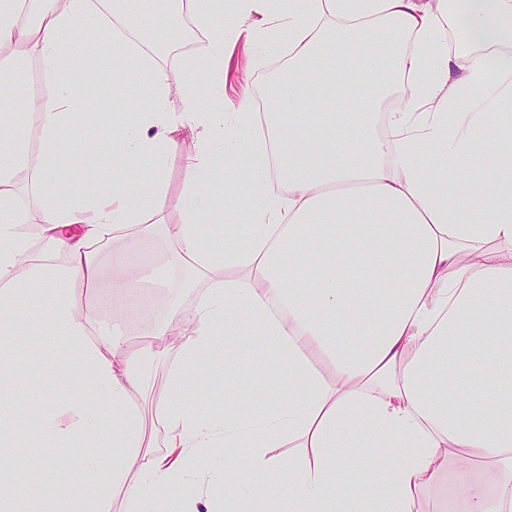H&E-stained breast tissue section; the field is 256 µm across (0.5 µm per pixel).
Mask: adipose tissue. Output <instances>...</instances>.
Returning a JSON list of instances; mask_svg holds the SVG:
<instances>
[{
	"mask_svg": "<svg viewBox=\"0 0 512 512\" xmlns=\"http://www.w3.org/2000/svg\"><path fill=\"white\" fill-rule=\"evenodd\" d=\"M227 10L267 17L254 42L288 56L258 115L247 96L207 112L193 94L223 68L227 33L216 19ZM186 16L209 51L175 113L150 37L157 19ZM71 34L98 40L120 90L93 147L113 170L108 186L55 177L89 110L72 90L85 63ZM5 50L0 376L19 340L58 328L69 361L52 408L0 410V444L27 424L34 447L55 459L38 483L20 473L1 482L0 512H13L22 483L35 503L55 492L48 512H109L118 498L124 512L166 503L238 512L247 495L267 512H415L453 452L462 469L481 462L496 476L460 486L463 512H512V0H0ZM31 57L45 94L28 93L19 74ZM187 137L197 161L165 229L181 262L223 277L137 343L120 321L78 309L74 292L97 281L98 245L120 236L138 250L162 215L167 159ZM127 171L143 192L127 190ZM27 178L47 186L34 214L21 202ZM216 179L223 196L203 194ZM34 219L46 254L67 255L64 267L34 261L18 232ZM207 224L221 225L223 246ZM33 292L47 305L20 309ZM270 338L288 398L258 408L231 393L220 408L178 402L189 378L221 382L238 373L239 353ZM149 362L166 365L156 392L142 373ZM89 441L109 467L70 465L66 451ZM287 441L305 456H276ZM364 442L387 461L356 479L346 453ZM222 446L238 451L224 460L223 485L177 498Z\"/></svg>",
	"mask_w": 512,
	"mask_h": 512,
	"instance_id": "ef3b65f1",
	"label": "adipose tissue"
}]
</instances>
